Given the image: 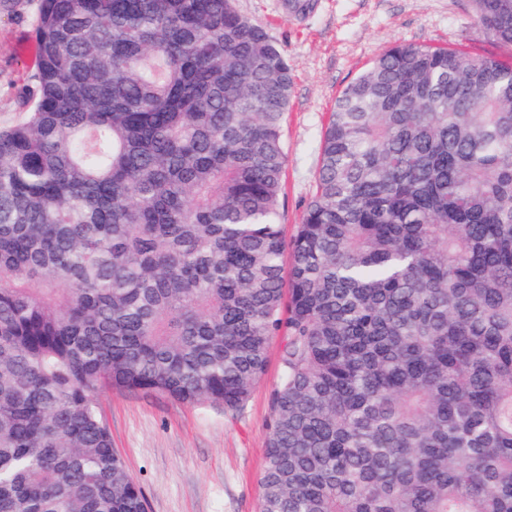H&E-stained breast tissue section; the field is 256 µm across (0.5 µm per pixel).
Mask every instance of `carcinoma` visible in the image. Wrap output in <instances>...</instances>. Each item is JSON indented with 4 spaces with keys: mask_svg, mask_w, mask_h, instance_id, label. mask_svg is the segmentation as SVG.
I'll return each instance as SVG.
<instances>
[{
    "mask_svg": "<svg viewBox=\"0 0 512 512\" xmlns=\"http://www.w3.org/2000/svg\"><path fill=\"white\" fill-rule=\"evenodd\" d=\"M471 3L511 47L512 0ZM32 32L0 128V512H144L97 396L237 409L273 336L258 512H512V64L384 50L288 241L293 70L233 0H37Z\"/></svg>",
    "mask_w": 512,
    "mask_h": 512,
    "instance_id": "cac0c4a2",
    "label": "carcinoma"
}]
</instances>
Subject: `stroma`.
<instances>
[{
    "label": "stroma",
    "instance_id": "stroma-1",
    "mask_svg": "<svg viewBox=\"0 0 512 512\" xmlns=\"http://www.w3.org/2000/svg\"><path fill=\"white\" fill-rule=\"evenodd\" d=\"M285 0H235L263 24L293 67L284 124L287 154L281 222L292 237L315 189L319 145L341 90L395 42L458 47L512 62V51L480 33L469 0H317L289 15ZM33 0L0 12V127L21 117L19 91L35 63ZM281 337L270 340L262 377L236 410L209 401L112 389L97 406L112 446L140 484L147 512H257L270 434L271 398L283 375Z\"/></svg>",
    "mask_w": 512,
    "mask_h": 512
}]
</instances>
